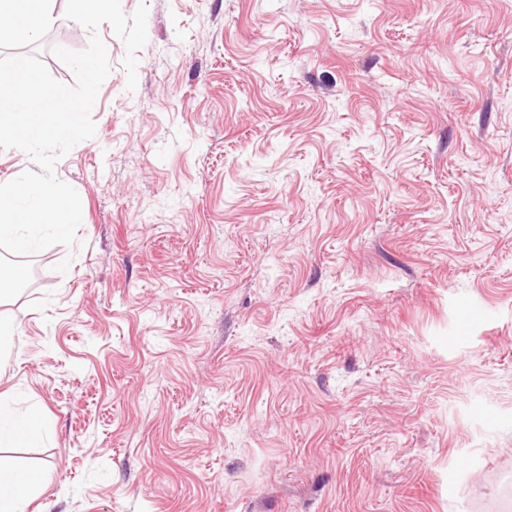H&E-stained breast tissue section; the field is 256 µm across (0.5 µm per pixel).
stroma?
Masks as SVG:
<instances>
[{
  "label": "stroma",
  "instance_id": "stroma-1",
  "mask_svg": "<svg viewBox=\"0 0 512 512\" xmlns=\"http://www.w3.org/2000/svg\"><path fill=\"white\" fill-rule=\"evenodd\" d=\"M142 3L0 305L55 420L0 462L46 512H512V0Z\"/></svg>",
  "mask_w": 512,
  "mask_h": 512
}]
</instances>
